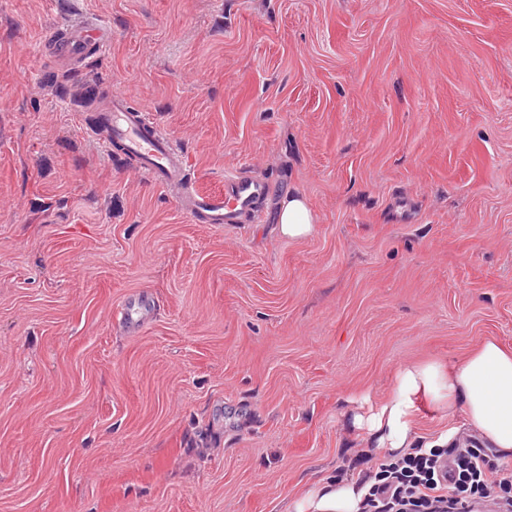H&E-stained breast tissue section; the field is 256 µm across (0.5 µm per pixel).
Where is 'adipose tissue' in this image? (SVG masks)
<instances>
[{"label":"adipose tissue","mask_w":512,"mask_h":512,"mask_svg":"<svg viewBox=\"0 0 512 512\" xmlns=\"http://www.w3.org/2000/svg\"><path fill=\"white\" fill-rule=\"evenodd\" d=\"M315 217L299 194L279 205V232L291 240L309 237ZM463 416L497 453L512 457V345L486 337L463 356L429 359L399 367L388 393L364 396L344 420L376 454L389 458L416 447L415 427L424 414ZM369 486L357 479L328 478L309 485L293 502V512H360Z\"/></svg>","instance_id":"1"}]
</instances>
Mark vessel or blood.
I'll return each instance as SVG.
<instances>
[{"label":"vessel or blood","mask_w":512,"mask_h":512,"mask_svg":"<svg viewBox=\"0 0 512 512\" xmlns=\"http://www.w3.org/2000/svg\"><path fill=\"white\" fill-rule=\"evenodd\" d=\"M112 32L93 21L70 24L54 33L49 42L56 60L73 62L90 51H104ZM102 124L109 140L120 143L127 155L136 158L141 171L155 181L170 184L181 181L186 162L183 154L161 132L146 108H134L117 94L110 95L102 113ZM265 184L245 177L226 178L224 190L214 195L194 193L187 198V211L197 224H235L251 210L266 192ZM154 299L145 293L128 297L121 307V322L130 331L140 330L155 314Z\"/></svg>","instance_id":"b4317fda"}]
</instances>
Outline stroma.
<instances>
[{"instance_id":"35a3bbf8","label":"stroma","mask_w":512,"mask_h":512,"mask_svg":"<svg viewBox=\"0 0 512 512\" xmlns=\"http://www.w3.org/2000/svg\"><path fill=\"white\" fill-rule=\"evenodd\" d=\"M81 17L111 46L46 57ZM109 90L197 191L269 194L192 223L93 135ZM486 336L512 344V0H0V512H286L358 477L347 395ZM315 231V217L300 194H288L279 204V232L290 240H301ZM155 300L146 293L132 294L121 307V322L129 331H138L155 314Z\"/></svg>"}]
</instances>
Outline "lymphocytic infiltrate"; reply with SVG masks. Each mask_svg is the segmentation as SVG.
<instances>
[{"label":"lymphocytic infiltrate","instance_id":"1","mask_svg":"<svg viewBox=\"0 0 512 512\" xmlns=\"http://www.w3.org/2000/svg\"><path fill=\"white\" fill-rule=\"evenodd\" d=\"M474 439L465 446L430 451L414 448L380 464L366 499L368 512H448L461 497L493 499L512 512V484L493 479Z\"/></svg>","mask_w":512,"mask_h":512}]
</instances>
